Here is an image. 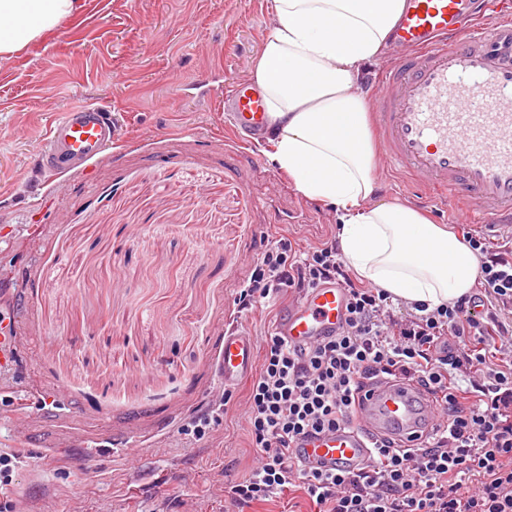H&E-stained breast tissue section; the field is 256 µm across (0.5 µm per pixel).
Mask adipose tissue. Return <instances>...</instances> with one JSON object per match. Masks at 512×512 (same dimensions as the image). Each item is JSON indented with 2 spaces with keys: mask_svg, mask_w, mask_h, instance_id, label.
Instances as JSON below:
<instances>
[{
  "mask_svg": "<svg viewBox=\"0 0 512 512\" xmlns=\"http://www.w3.org/2000/svg\"><path fill=\"white\" fill-rule=\"evenodd\" d=\"M404 0H269L273 28L252 65L271 161L332 206L344 263L394 298L434 309L469 295L480 260L406 201L378 198L362 74L391 46ZM84 0H0V58L77 17Z\"/></svg>",
  "mask_w": 512,
  "mask_h": 512,
  "instance_id": "obj_1",
  "label": "adipose tissue"
}]
</instances>
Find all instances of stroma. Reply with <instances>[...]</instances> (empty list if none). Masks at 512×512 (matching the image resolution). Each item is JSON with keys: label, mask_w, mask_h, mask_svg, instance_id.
<instances>
[{"label": "stroma", "mask_w": 512, "mask_h": 512, "mask_svg": "<svg viewBox=\"0 0 512 512\" xmlns=\"http://www.w3.org/2000/svg\"><path fill=\"white\" fill-rule=\"evenodd\" d=\"M52 35L0 60V495L26 512H224L255 460L243 379L209 437L213 337L262 238L314 241L336 214L238 144L220 103L271 29L268 0H84ZM101 104L119 142L53 176L38 156L73 104ZM108 452L90 456L94 444Z\"/></svg>", "instance_id": "1"}]
</instances>
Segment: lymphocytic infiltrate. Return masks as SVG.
<instances>
[{"label":"lymphocytic infiltrate","instance_id":"f902f5d3","mask_svg":"<svg viewBox=\"0 0 512 512\" xmlns=\"http://www.w3.org/2000/svg\"><path fill=\"white\" fill-rule=\"evenodd\" d=\"M463 240L481 260L476 290L430 311L354 279L335 237L305 246L264 236L237 311L333 284L345 324L304 348L267 333L244 411L256 461L226 491L224 512L292 486L314 512H512V234L495 242L472 229ZM400 380L434 400L430 433L410 447L372 436V461L355 471L295 465L296 440L352 424L367 387Z\"/></svg>","mask_w":512,"mask_h":512}]
</instances>
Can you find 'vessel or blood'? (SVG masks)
Instances as JSON below:
<instances>
[{
    "label": "vessel or blood",
    "instance_id": "b4317fda",
    "mask_svg": "<svg viewBox=\"0 0 512 512\" xmlns=\"http://www.w3.org/2000/svg\"><path fill=\"white\" fill-rule=\"evenodd\" d=\"M472 10V0H405L392 31L399 55L379 79L372 119L387 169L411 179L428 202L512 223V18L476 26ZM224 107L238 142L259 140L267 114L253 84H234ZM118 135L107 107L71 106L51 124L40 163L69 174L102 159ZM344 316L343 290L326 284L288 307L278 331L306 347L335 334ZM254 363L246 328L224 330L214 363L219 389L238 384ZM435 421L432 401L416 386L381 383L356 426L302 441L295 459L308 471L355 470L370 462L369 434L406 439Z\"/></svg>",
    "mask_w": 512,
    "mask_h": 512
}]
</instances>
